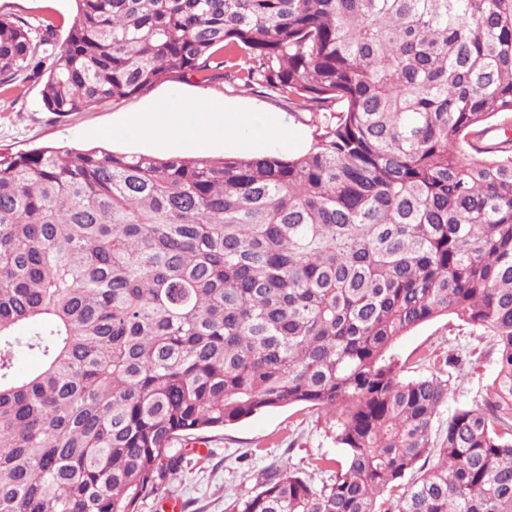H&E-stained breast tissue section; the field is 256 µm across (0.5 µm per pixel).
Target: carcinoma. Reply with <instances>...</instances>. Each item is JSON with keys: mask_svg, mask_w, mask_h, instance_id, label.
Listing matches in <instances>:
<instances>
[{"mask_svg": "<svg viewBox=\"0 0 512 512\" xmlns=\"http://www.w3.org/2000/svg\"><path fill=\"white\" fill-rule=\"evenodd\" d=\"M61 45L0 15V85L55 115L169 77L306 112V152L0 153V512H140L185 442L270 408L334 421L230 512H512V0H76ZM440 316L491 384L400 377ZM20 350L40 366L15 371ZM473 348L488 351L490 344L486 336H478V333L450 317L437 318L415 328L402 336L395 346V353L405 364L401 372L404 379L437 372V368L448 356V351L461 359L460 378L448 399V406L437 417L435 431L447 426L448 416L456 407L471 405L491 383L494 374L493 357L471 364L468 354Z\"/></svg>", "mask_w": 512, "mask_h": 512, "instance_id": "obj_1", "label": "carcinoma"}]
</instances>
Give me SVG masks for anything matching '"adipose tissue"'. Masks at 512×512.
<instances>
[{"instance_id":"adipose-tissue-1","label":"adipose tissue","mask_w":512,"mask_h":512,"mask_svg":"<svg viewBox=\"0 0 512 512\" xmlns=\"http://www.w3.org/2000/svg\"><path fill=\"white\" fill-rule=\"evenodd\" d=\"M125 132L131 139L149 132L171 146L188 144L210 150L219 145L228 155L247 143L260 152L269 148L300 150L307 143L286 113L265 115L246 101L217 100L205 95L194 101L190 117L162 122L156 113L145 112L127 124Z\"/></svg>"}]
</instances>
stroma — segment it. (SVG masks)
I'll return each mask as SVG.
<instances>
[{
	"instance_id": "1",
	"label": "stroma",
	"mask_w": 512,
	"mask_h": 512,
	"mask_svg": "<svg viewBox=\"0 0 512 512\" xmlns=\"http://www.w3.org/2000/svg\"><path fill=\"white\" fill-rule=\"evenodd\" d=\"M0 14L33 24L51 18L56 25L55 40L60 43L76 16V7L74 0H0ZM21 89L18 97L0 91V150L5 152L35 146H101L118 153L165 156L169 148L164 142L126 138L124 123L149 110L166 119L179 118L183 106L202 93L215 98L236 94L229 86L179 77L98 109L56 116L43 109L38 83L24 82ZM475 348L489 350L487 338L449 317L415 328L395 346L405 379L436 372L448 354L461 359L462 371L447 407L437 417L436 428L446 427L454 408L472 404L492 380V359L470 362L469 353ZM342 457L332 422L320 410L304 405L273 408L214 433L204 454L190 455L187 469L166 496L180 501L183 512H225L235 499L255 493L268 468L289 463L319 487L330 481L334 463Z\"/></svg>"
}]
</instances>
